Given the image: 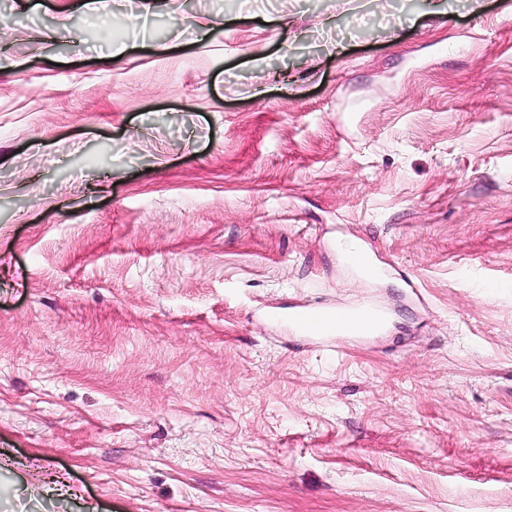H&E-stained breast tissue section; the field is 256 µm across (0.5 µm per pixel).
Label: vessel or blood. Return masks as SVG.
Here are the masks:
<instances>
[{"mask_svg": "<svg viewBox=\"0 0 512 512\" xmlns=\"http://www.w3.org/2000/svg\"><path fill=\"white\" fill-rule=\"evenodd\" d=\"M288 322L307 335L332 339L373 335L380 330L383 317L373 308L347 312L331 304H296L288 309Z\"/></svg>", "mask_w": 512, "mask_h": 512, "instance_id": "vessel-or-blood-1", "label": "vessel or blood"}]
</instances>
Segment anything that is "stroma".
Wrapping results in <instances>:
<instances>
[{"label":"stroma","mask_w":512,"mask_h":512,"mask_svg":"<svg viewBox=\"0 0 512 512\" xmlns=\"http://www.w3.org/2000/svg\"><path fill=\"white\" fill-rule=\"evenodd\" d=\"M81 2L0 0V512H512V0ZM288 323L309 336L337 339L373 335L380 330L383 317L373 308L347 312L332 304H295L288 307Z\"/></svg>","instance_id":"35a3bbf8"}]
</instances>
